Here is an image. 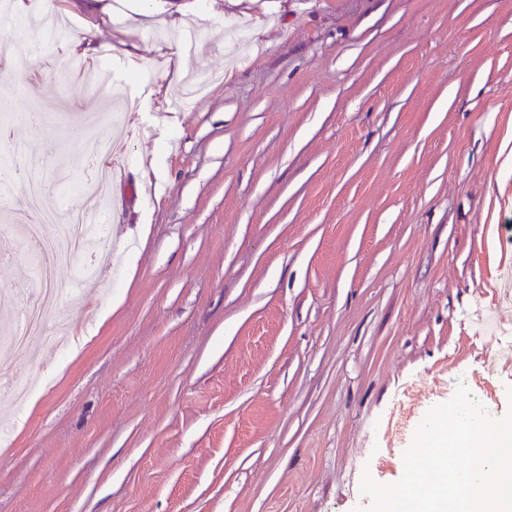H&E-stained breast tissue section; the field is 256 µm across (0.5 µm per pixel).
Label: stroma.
Here are the masks:
<instances>
[{"label":"stroma","instance_id":"35a3bbf8","mask_svg":"<svg viewBox=\"0 0 512 512\" xmlns=\"http://www.w3.org/2000/svg\"><path fill=\"white\" fill-rule=\"evenodd\" d=\"M46 3L61 36L0 92V168L48 147L45 203L76 207L81 71H111L127 118L106 256L54 271L70 350L0 351L39 388L0 393V512H352L458 382L506 413L512 0ZM21 285L35 262L0 232V293Z\"/></svg>","mask_w":512,"mask_h":512}]
</instances>
